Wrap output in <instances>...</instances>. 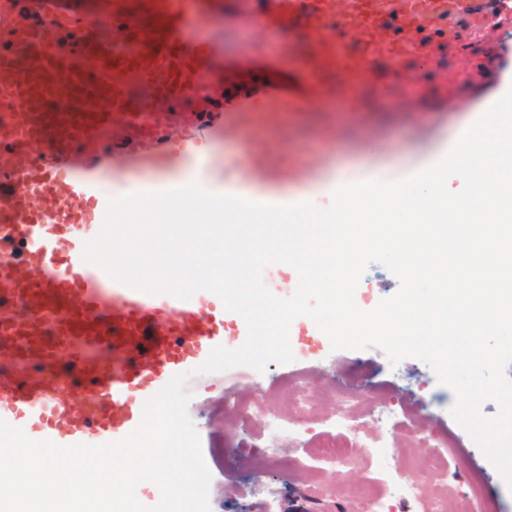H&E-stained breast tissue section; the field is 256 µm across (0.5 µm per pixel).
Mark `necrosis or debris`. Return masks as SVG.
Masks as SVG:
<instances>
[{"mask_svg":"<svg viewBox=\"0 0 512 512\" xmlns=\"http://www.w3.org/2000/svg\"><path fill=\"white\" fill-rule=\"evenodd\" d=\"M285 382L293 389L295 399L287 410L266 413L265 426L271 440L251 456L252 469L287 470L289 463L281 455L276 437L283 433L300 435L301 424L322 413L321 405L307 391L306 372H296ZM328 396L332 403L329 420L336 434L318 440L309 457L315 464L334 469L340 477L354 467H363L361 487L347 495V512H447L452 488L448 461L457 446L453 434H427L410 427L404 412L395 408L375 406L362 410V402L354 394L332 389ZM374 418L384 421L386 431L369 438L363 433V423ZM398 448L427 449L424 466L418 470L394 468L393 452ZM425 485L430 488L426 494L421 491Z\"/></svg>","mask_w":512,"mask_h":512,"instance_id":"obj_1","label":"necrosis or debris"}]
</instances>
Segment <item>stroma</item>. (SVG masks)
Segmentation results:
<instances>
[{
  "mask_svg": "<svg viewBox=\"0 0 512 512\" xmlns=\"http://www.w3.org/2000/svg\"><path fill=\"white\" fill-rule=\"evenodd\" d=\"M209 17L208 34L223 81L236 80L247 64L270 74L290 96L323 101L309 111L280 113L278 118L266 120L259 133L242 131L232 139L225 138L224 127L236 123L237 115L222 113L193 150L218 169L228 162L246 165L261 147L268 150L266 162L271 168L287 167L289 161L299 158L341 171L422 163L441 155L463 128L494 103L512 70V36L471 41L466 50L478 61L471 75L446 86L429 80L404 87L393 70L379 62L354 96L340 67L323 65L315 58L303 30L274 32L272 49L253 50L246 44L248 27L238 18L215 8L210 9ZM401 98L406 101L402 107L397 104ZM385 361V353L375 347L334 352L326 346L314 359L269 363L260 380L234 367L226 370L223 384L204 382L193 388L188 413L208 436L213 512H291L299 488L329 503H340L330 475L319 477L300 466L285 473L250 469L243 459L260 448L257 435L263 421L255 415L243 424L224 412L225 393H238L248 401L259 382L269 390L266 405L286 410L292 393L281 380L300 366L310 370L309 389L315 393L328 385L330 369L336 366L359 371L358 389L387 406H398L408 398L417 400L419 406L410 415L413 426L427 431L445 429L457 437L458 452L449 468L458 483H465L471 472L482 474L487 498L478 512H512V490L450 415L451 390L440 385L432 369L420 360L408 358L391 369Z\"/></svg>",
  "mask_w": 512,
  "mask_h": 512,
  "instance_id": "35a3bbf8",
  "label": "stroma"
}]
</instances>
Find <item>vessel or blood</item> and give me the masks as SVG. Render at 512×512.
Wrapping results in <instances>:
<instances>
[{"mask_svg": "<svg viewBox=\"0 0 512 512\" xmlns=\"http://www.w3.org/2000/svg\"><path fill=\"white\" fill-rule=\"evenodd\" d=\"M253 35L303 27L318 53L363 75L385 61L404 86L467 76L448 50L512 26L503 0H244ZM110 33L63 0H0V420L33 440L101 445L140 424L146 400L212 349L245 341L242 317L208 291L182 300L112 280L86 262L108 200L102 174L138 151L151 165L209 113L262 115L289 102L270 83L223 85L202 0H113ZM163 101L149 115L131 87ZM234 335H227V325Z\"/></svg>", "mask_w": 512, "mask_h": 512, "instance_id": "obj_1", "label": "vessel or blood"}]
</instances>
